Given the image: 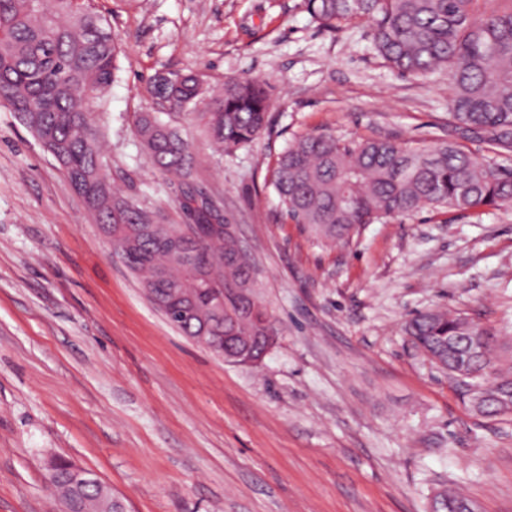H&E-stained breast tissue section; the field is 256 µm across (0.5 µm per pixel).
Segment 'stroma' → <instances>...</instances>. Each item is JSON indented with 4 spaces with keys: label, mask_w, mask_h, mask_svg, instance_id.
I'll return each instance as SVG.
<instances>
[{
    "label": "stroma",
    "mask_w": 512,
    "mask_h": 512,
    "mask_svg": "<svg viewBox=\"0 0 512 512\" xmlns=\"http://www.w3.org/2000/svg\"><path fill=\"white\" fill-rule=\"evenodd\" d=\"M98 5L122 49L104 106L114 186L165 223H184L180 196L133 132L135 113L172 118L155 76L267 85L252 143L220 153L192 137L198 184L236 224L279 338L255 368L183 336L0 107V512H63L44 479L54 456L128 512H427L443 485L512 512V413L477 414L404 333L444 306L512 364V203L425 208L330 243L282 215L270 184L304 135L430 143L447 74L391 71L368 23L320 28L301 0Z\"/></svg>",
    "instance_id": "obj_1"
}]
</instances>
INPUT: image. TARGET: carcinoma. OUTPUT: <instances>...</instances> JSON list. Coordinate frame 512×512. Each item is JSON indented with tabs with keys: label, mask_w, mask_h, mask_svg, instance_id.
I'll return each mask as SVG.
<instances>
[{
	"label": "carcinoma",
	"mask_w": 512,
	"mask_h": 512,
	"mask_svg": "<svg viewBox=\"0 0 512 512\" xmlns=\"http://www.w3.org/2000/svg\"><path fill=\"white\" fill-rule=\"evenodd\" d=\"M303 0L311 19L326 29L370 23L373 47L401 73L428 77L448 72L452 85L448 135L429 144L390 138L340 139L331 133L295 139L277 157L271 186L286 215L327 241L350 237L366 224L410 216L424 207L479 211L512 201V0ZM93 0H0V104L15 112L56 158L95 223L122 249L129 268L152 294L163 281L176 294L198 295L193 316L176 321L186 336L203 320L213 335L232 323L230 347L257 337L275 341L277 329L257 295L246 312L233 297L212 315L209 288H251V268L238 259L237 242L212 229L226 224L219 204L195 184L193 138L179 117L192 116L219 151L252 142L268 122L269 96L257 81H231L213 107L199 109L210 86L198 76L156 77V98L178 109L160 121L135 116L134 132L152 167L176 178L187 227L117 194L102 148L104 99L112 86L120 47ZM485 145L493 157L469 145ZM480 325L448 310L413 316L405 327L423 354L447 338ZM495 347L456 373L452 351L440 368L465 386L479 384L481 410L512 408V373L495 367ZM68 461H55L57 493L83 512H96L104 490L74 492L64 478Z\"/></svg>",
	"instance_id": "obj_1"
}]
</instances>
